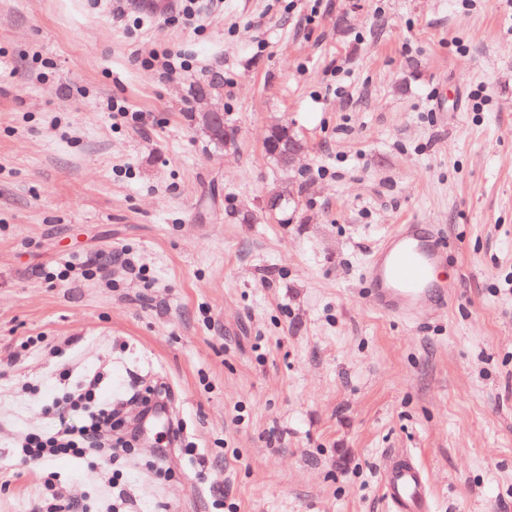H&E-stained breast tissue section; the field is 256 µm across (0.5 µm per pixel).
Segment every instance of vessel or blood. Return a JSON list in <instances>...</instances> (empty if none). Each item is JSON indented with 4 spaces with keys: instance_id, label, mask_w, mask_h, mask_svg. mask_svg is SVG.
Listing matches in <instances>:
<instances>
[{
    "instance_id": "b4317fda",
    "label": "vessel or blood",
    "mask_w": 512,
    "mask_h": 512,
    "mask_svg": "<svg viewBox=\"0 0 512 512\" xmlns=\"http://www.w3.org/2000/svg\"><path fill=\"white\" fill-rule=\"evenodd\" d=\"M445 260L437 236L420 224H400L375 253L366 278L370 303L379 312L411 317L424 304L437 306L452 296L457 282L440 279ZM382 490L392 512H424L427 488L423 469L401 448L390 449L382 463Z\"/></svg>"
}]
</instances>
